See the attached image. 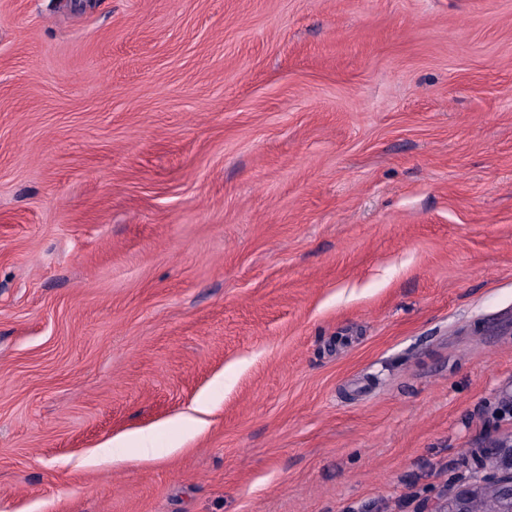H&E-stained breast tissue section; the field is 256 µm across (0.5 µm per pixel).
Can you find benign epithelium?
<instances>
[{
    "mask_svg": "<svg viewBox=\"0 0 512 512\" xmlns=\"http://www.w3.org/2000/svg\"><path fill=\"white\" fill-rule=\"evenodd\" d=\"M481 477L448 492L433 512H512V436L494 439L477 457Z\"/></svg>",
    "mask_w": 512,
    "mask_h": 512,
    "instance_id": "1",
    "label": "benign epithelium"
}]
</instances>
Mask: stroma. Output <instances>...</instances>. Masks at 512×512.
Wrapping results in <instances>:
<instances>
[{
	"label": "stroma",
	"mask_w": 512,
	"mask_h": 512,
	"mask_svg": "<svg viewBox=\"0 0 512 512\" xmlns=\"http://www.w3.org/2000/svg\"><path fill=\"white\" fill-rule=\"evenodd\" d=\"M510 396L512 0H0V512H428ZM149 439L148 436L140 435L138 433H131L122 437L112 438V440L98 446L91 458L90 462H108L120 458L116 448H125L130 443H137L142 448L140 450V458L143 460H151L157 457L155 448H146L145 443Z\"/></svg>",
	"instance_id": "35a3bbf8"
}]
</instances>
